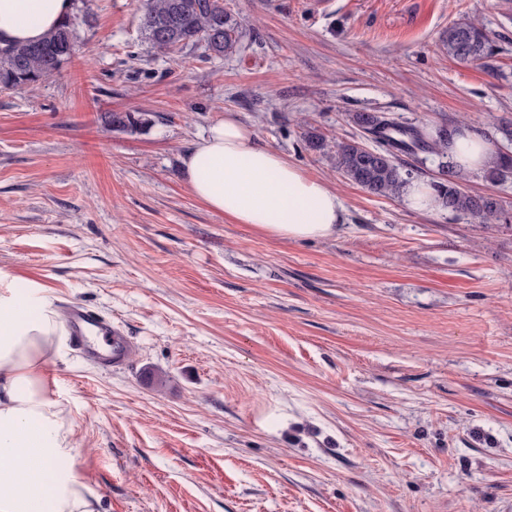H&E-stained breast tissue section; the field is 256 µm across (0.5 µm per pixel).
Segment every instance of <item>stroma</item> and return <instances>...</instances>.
<instances>
[{"label": "stroma", "mask_w": 512, "mask_h": 512, "mask_svg": "<svg viewBox=\"0 0 512 512\" xmlns=\"http://www.w3.org/2000/svg\"><path fill=\"white\" fill-rule=\"evenodd\" d=\"M142 4L79 0L74 56L0 92V269L132 346L44 367L100 512H512V177L465 175L501 203L483 225L370 194L303 138L376 110L499 142L512 0H224V57L152 49ZM467 20L496 47L471 64L443 44ZM228 112L339 194L333 235L273 238L191 193L182 156ZM66 321L75 343L97 356L105 366L119 367L128 363L130 345L124 333L117 327L107 325L95 310L83 306L73 307ZM91 333L104 336L107 344L104 352H98L88 345L87 336Z\"/></svg>", "instance_id": "1"}]
</instances>
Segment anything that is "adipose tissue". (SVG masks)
I'll list each match as a JSON object with an SVG mask.
<instances>
[{
  "label": "adipose tissue",
  "instance_id": "ef3b65f1",
  "mask_svg": "<svg viewBox=\"0 0 512 512\" xmlns=\"http://www.w3.org/2000/svg\"><path fill=\"white\" fill-rule=\"evenodd\" d=\"M73 0H0V43H36L72 11ZM448 155L466 172L490 167L495 145L462 130ZM193 195L237 224L285 240L331 236L343 202L233 114L213 124L183 158ZM64 336L62 314L41 284L17 289L0 270V512H96L71 470L72 430L42 370Z\"/></svg>",
  "mask_w": 512,
  "mask_h": 512
}]
</instances>
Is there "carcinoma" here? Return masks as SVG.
<instances>
[{"instance_id": "carcinoma-1", "label": "carcinoma", "mask_w": 512, "mask_h": 512, "mask_svg": "<svg viewBox=\"0 0 512 512\" xmlns=\"http://www.w3.org/2000/svg\"><path fill=\"white\" fill-rule=\"evenodd\" d=\"M85 17L71 14L44 40L34 44L0 47V91L21 90L56 74L76 50L77 29ZM142 39L163 53H182L204 49L211 57L235 51L241 41L236 20L224 8V0H146L139 18ZM448 56L461 63H474L489 57L493 45L482 27L472 22L448 26ZM372 146L356 141L331 142L314 132L304 135L307 146L315 151L334 153L336 168L349 181L379 196H398L411 182V172L398 162L401 154L420 152L437 156L439 180L431 187L441 207L477 218L482 224L500 220L502 207L492 195L471 194L462 188V172L448 156V141L458 127H445L436 134L426 128L403 125L388 112H358L353 117ZM110 123L119 128L145 127L151 119L145 114L114 113ZM512 176V156L501 153L488 172L489 179L503 181Z\"/></svg>"}]
</instances>
